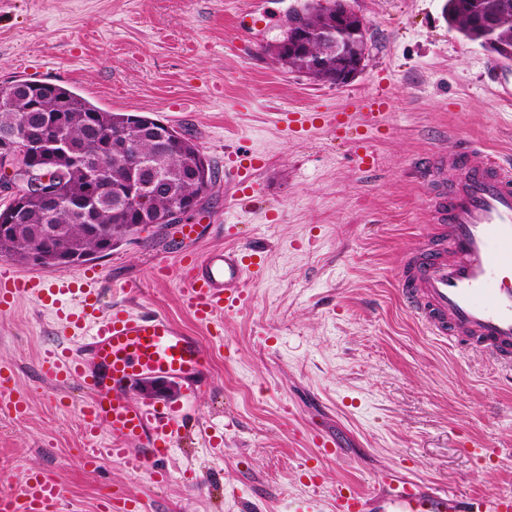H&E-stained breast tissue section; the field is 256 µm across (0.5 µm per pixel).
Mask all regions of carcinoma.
Wrapping results in <instances>:
<instances>
[{"label": "carcinoma", "instance_id": "obj_1", "mask_svg": "<svg viewBox=\"0 0 512 512\" xmlns=\"http://www.w3.org/2000/svg\"><path fill=\"white\" fill-rule=\"evenodd\" d=\"M446 13L449 27L472 42L480 41L482 30L495 22L496 40L512 43V0H447ZM334 20L332 8L310 5L308 24L329 25ZM318 52V45L305 43L285 47L276 56L288 68L302 72ZM23 84L28 93L0 108V129L19 123L23 117L33 120L55 114L64 123L67 137L92 152L101 149L103 141L109 144L120 137L136 141L139 153L165 181L164 189L150 196L148 201L155 212L164 213L178 199L198 195L216 183V168L184 134L175 132L168 149L160 150L151 132L157 123L151 120L146 126H133L130 114L106 111L63 85H53L52 95L44 98L37 82L25 80ZM52 168L57 172L64 200L87 194L83 171L76 161L58 159L52 162ZM123 181V160L114 155L112 189L104 194L99 211L92 215L78 214L64 204L49 218L41 199L26 196L20 218L0 230V257L25 263L30 253L38 252L43 255L39 266L54 268L82 263L80 259L62 261L66 252L89 256L102 250L111 254L112 227L136 223L135 216L127 213L128 205L120 190ZM53 224L69 228L70 234L49 236L45 228Z\"/></svg>", "mask_w": 512, "mask_h": 512}]
</instances>
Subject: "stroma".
<instances>
[{
	"label": "stroma",
	"mask_w": 512,
	"mask_h": 512,
	"mask_svg": "<svg viewBox=\"0 0 512 512\" xmlns=\"http://www.w3.org/2000/svg\"><path fill=\"white\" fill-rule=\"evenodd\" d=\"M247 3L0 0V84H62L191 137L218 171L196 217L202 247L266 257L223 320L208 385L172 401L181 414L162 484L119 463L86 466L81 394L41 371L70 337L56 312L29 295L0 315V366L28 402L0 418V496L28 468L63 483L64 512H98L115 489L150 512H331L337 483L368 492L388 470L449 493L512 491V374L430 336L397 285L405 254L437 229L433 155L478 146L512 160V61L450 29L446 0H349L369 24L362 66L346 83L316 82L269 51L297 0H263L264 22L245 33ZM382 91L384 129L357 122L336 139L333 115ZM310 110L314 125L288 128L286 113ZM241 145L259 161L235 176L227 155ZM182 247L175 227L149 230L41 274L95 273L103 312H161L204 337L174 274ZM162 259L172 276L158 277ZM317 434L336 454L312 486L302 473ZM474 441L487 459L469 452Z\"/></svg>",
	"instance_id": "obj_1"
}]
</instances>
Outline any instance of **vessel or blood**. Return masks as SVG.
<instances>
[{
    "label": "vessel or blood",
    "instance_id": "obj_1",
    "mask_svg": "<svg viewBox=\"0 0 512 512\" xmlns=\"http://www.w3.org/2000/svg\"><path fill=\"white\" fill-rule=\"evenodd\" d=\"M387 106L383 94L360 99V115L337 113V133H346L356 118L371 129L384 127ZM435 168L448 174L433 189L439 227L435 237L400 264L402 302L431 335L511 369L512 164L480 158L472 146L460 155L437 153ZM177 232L190 243L181 254L178 281L195 320L209 325L236 312L252 274L242 251L225 246L201 252L191 247L199 237L197 225H180ZM30 293L72 329L69 346L50 353L42 367L53 381L77 385L84 393L79 409L88 442L87 466L121 461L165 480L173 411L164 405L133 404L128 392L148 378L203 386L212 369L208 344L163 313L116 307L101 315V294L93 280L50 282L0 271L1 314ZM13 384V370L1 366L0 411L21 416L28 404ZM64 501L65 490L57 480L30 469L13 494L0 497V512H62ZM331 501L333 512H512L511 491L457 496L393 475L370 493L337 484ZM99 508L148 512L144 500L125 496L102 498Z\"/></svg>",
    "mask_w": 512,
    "mask_h": 512
}]
</instances>
